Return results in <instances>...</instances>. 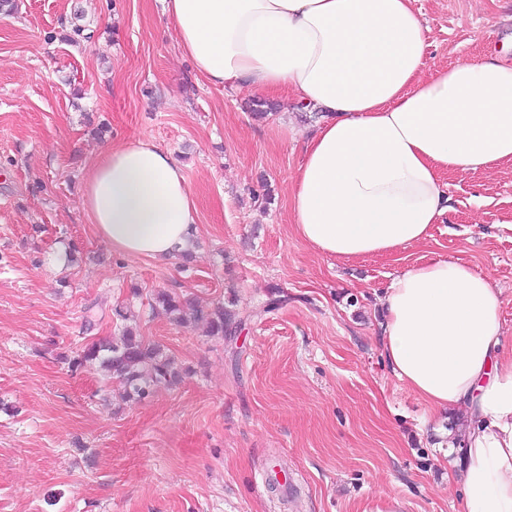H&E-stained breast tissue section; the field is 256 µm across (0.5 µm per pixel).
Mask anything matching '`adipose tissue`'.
I'll list each match as a JSON object with an SVG mask.
<instances>
[{
  "instance_id": "obj_1",
  "label": "adipose tissue",
  "mask_w": 512,
  "mask_h": 512,
  "mask_svg": "<svg viewBox=\"0 0 512 512\" xmlns=\"http://www.w3.org/2000/svg\"><path fill=\"white\" fill-rule=\"evenodd\" d=\"M181 52L208 84L293 92L322 112L293 177L296 232L340 260L425 242L450 171L512 166V63L429 70L414 0H163ZM81 209L112 249L166 260L197 211L183 169L149 139L102 150ZM383 355L466 448L458 512H512V352L502 290L457 256L395 276L378 297Z\"/></svg>"
}]
</instances>
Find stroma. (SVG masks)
Wrapping results in <instances>:
<instances>
[{
  "label": "stroma",
  "mask_w": 512,
  "mask_h": 512,
  "mask_svg": "<svg viewBox=\"0 0 512 512\" xmlns=\"http://www.w3.org/2000/svg\"><path fill=\"white\" fill-rule=\"evenodd\" d=\"M415 8L430 67L512 60V0ZM254 101L198 78L162 0H18L0 14V512H375L386 494L398 512H454L447 422L385 361L376 297L412 265L459 256L502 289L512 351V167L444 173L450 209L425 242L340 262L293 227L320 115L277 93L257 119ZM137 137L183 167L190 261L114 254L80 209L97 154ZM71 244L82 261L57 265ZM160 290L223 304L236 332L170 321L150 306ZM126 324L179 382L128 400L104 372L70 368Z\"/></svg>",
  "instance_id": "35a3bbf8"
}]
</instances>
